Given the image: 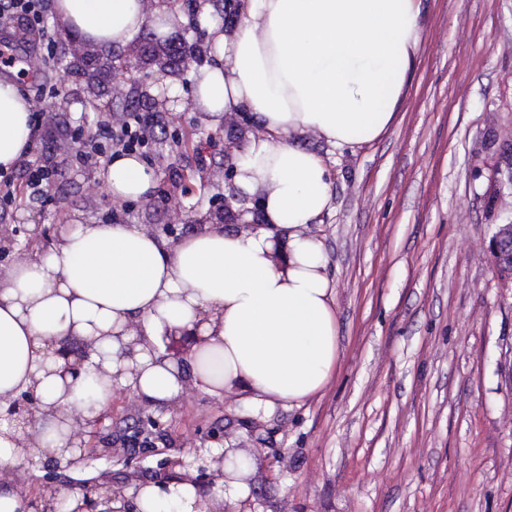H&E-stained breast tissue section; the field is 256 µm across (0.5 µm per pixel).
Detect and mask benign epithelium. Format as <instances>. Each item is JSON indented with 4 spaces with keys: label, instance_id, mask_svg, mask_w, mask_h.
Masks as SVG:
<instances>
[{
    "label": "benign epithelium",
    "instance_id": "7a95c632",
    "mask_svg": "<svg viewBox=\"0 0 512 512\" xmlns=\"http://www.w3.org/2000/svg\"><path fill=\"white\" fill-rule=\"evenodd\" d=\"M238 152V147L233 137H228L224 142V158L229 165L224 169V179L232 181L236 172V164L232 159ZM251 212L249 208L235 211L229 204H224L220 211L208 212L200 220L199 232L211 231L218 228L212 223L217 218L227 224H233L237 231L252 232L262 224L258 220L245 221V214ZM37 233V228L7 226V229L0 232V258L6 259L11 256L18 246L17 237L21 234L31 237ZM488 252L497 268L501 269L505 276L512 275V224H498L488 243ZM206 317H200L192 324L183 327H173L165 330L157 342H149L144 330L139 323H132L127 326L126 333L131 335V340L125 343L124 357L134 360L135 347L141 344L147 345L149 353L159 360H168L181 368L187 361V357L208 342L209 337L205 336L203 325ZM70 334L62 338L51 337L46 340L52 359V367L46 373L58 376L64 385L65 393H70V388L78 380L82 373L92 371L95 374L106 375L111 379L112 391L120 394L132 392L131 387L121 386L119 379L127 372L136 374L135 368H120L115 373L107 372L101 362L95 358H103L97 347V340L80 336L79 347L71 349ZM52 416L60 422L68 425V439L66 448L70 450L71 457L63 460L57 457L56 449L42 445L39 439V428L35 422L37 418ZM104 413L98 412L93 417L84 415L72 403H53L46 405L37 395L36 387L32 386L20 392L16 397L7 400L6 420L15 426L17 430V441L19 447L25 452L26 461L32 466L41 464L55 470V473H62L75 469L88 458L112 459V434L104 432ZM144 454L157 455L159 460L157 467L150 470L130 471L122 479H117L112 474V469L105 468L97 470L95 476L77 486L68 487L73 491H81L84 506L82 512H97L98 498L105 497L114 502L123 503L119 512H128L129 499L127 492L131 488H138L140 484L147 481L157 484L165 492H170V486L178 484H191L198 493V503L210 504L214 499V488L218 481L224 479V454L215 455L211 449L200 446L185 455L181 450L165 446L158 447L150 443L144 448ZM64 492L55 487H44L40 495L30 502L34 512H62L61 505Z\"/></svg>",
    "mask_w": 512,
    "mask_h": 512
}]
</instances>
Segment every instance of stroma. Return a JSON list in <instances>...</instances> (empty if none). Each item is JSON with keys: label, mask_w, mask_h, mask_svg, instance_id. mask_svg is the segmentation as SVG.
I'll return each instance as SVG.
<instances>
[{"label": "stroma", "mask_w": 512, "mask_h": 512, "mask_svg": "<svg viewBox=\"0 0 512 512\" xmlns=\"http://www.w3.org/2000/svg\"><path fill=\"white\" fill-rule=\"evenodd\" d=\"M419 51L390 127L350 151L314 133L298 142L327 159L330 210L308 230L325 243L335 290L340 359L325 389L272 417L243 411V393L211 394L166 411L161 426L191 450L233 447L253 462V512H512V282L486 246L512 224V186L488 176L512 143V0H422ZM105 99L113 112L176 93L162 120L212 150L206 196H183L194 153L157 152V190L170 200H113L103 169L68 162L50 193L73 224L193 223L213 197L231 196L219 163L230 122L266 136L251 113L212 122L193 98L201 68L181 79L135 67L127 45ZM59 73L18 77L21 92L58 84L64 122L95 123L84 79L63 57Z\"/></svg>", "instance_id": "1"}]
</instances>
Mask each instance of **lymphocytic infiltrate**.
Instances as JSON below:
<instances>
[{
	"instance_id": "f902f5d3",
	"label": "lymphocytic infiltrate",
	"mask_w": 512,
	"mask_h": 512,
	"mask_svg": "<svg viewBox=\"0 0 512 512\" xmlns=\"http://www.w3.org/2000/svg\"><path fill=\"white\" fill-rule=\"evenodd\" d=\"M22 45L31 47L38 69H46L49 61L58 58V44L49 28L47 0H0V67L13 66ZM57 94L56 86L44 85L26 97L32 135L14 166L0 171L1 225L11 222L18 206L49 202L48 189L59 172L44 165L42 159L49 153L55 133L65 132L77 143L75 159L89 170L122 155L151 158L156 142L170 135L167 126L143 112L115 113L101 120L90 134L81 127H62L51 107Z\"/></svg>"
}]
</instances>
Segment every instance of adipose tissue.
I'll return each instance as SVG.
<instances>
[{
    "label": "adipose tissue",
    "mask_w": 512,
    "mask_h": 512,
    "mask_svg": "<svg viewBox=\"0 0 512 512\" xmlns=\"http://www.w3.org/2000/svg\"><path fill=\"white\" fill-rule=\"evenodd\" d=\"M422 0H249L231 36L208 23L215 53L195 92L213 120L248 111L266 138L245 148L235 183L261 193L266 225L245 234L232 228L195 233L174 249L133 224H87L65 234L40 262L16 264L0 280V397L36 385L51 404L61 380L45 374V341L70 332L101 340L105 366L120 365L116 334L140 322L156 339L168 326L206 316L211 342L189 362L188 375L211 391L245 392L249 414L273 416L320 393L340 357L334 290L323 241L307 227L333 196L324 158L301 146L312 130L327 143L355 148L390 125L410 80L419 47ZM60 18L82 38L104 46L126 43L143 28L142 0H55ZM30 112L16 83L0 81V167L10 168L30 137ZM106 185L113 199H149L152 168L136 156L114 157ZM288 240L290 265L269 259L273 231ZM132 384L153 404L171 402L182 382L170 362L138 351ZM252 464L227 450L217 503L251 494ZM197 493L181 485L168 494L140 488L138 512H193Z\"/></svg>",
    "instance_id": "1"
}]
</instances>
